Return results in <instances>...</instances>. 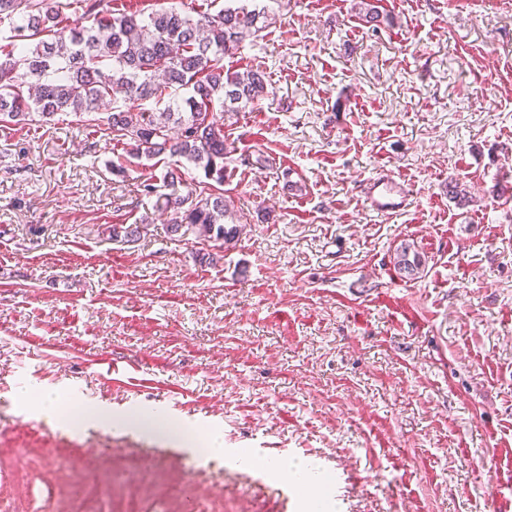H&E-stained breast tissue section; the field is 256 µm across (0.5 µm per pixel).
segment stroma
<instances>
[{"label": "stroma", "mask_w": 512, "mask_h": 512, "mask_svg": "<svg viewBox=\"0 0 512 512\" xmlns=\"http://www.w3.org/2000/svg\"><path fill=\"white\" fill-rule=\"evenodd\" d=\"M356 2L288 0L224 60L267 76L225 123L223 189L248 218L234 249L170 233L141 192L164 162L86 120L0 130V512H70L89 485L94 512L133 487L142 512L512 496V0H395L375 25ZM385 168L412 194L393 217L363 203ZM405 239L414 280L391 263ZM36 394L216 431L224 456L51 425Z\"/></svg>", "instance_id": "1"}]
</instances>
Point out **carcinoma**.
Returning a JSON list of instances; mask_svg holds the SVG:
<instances>
[{
    "mask_svg": "<svg viewBox=\"0 0 512 512\" xmlns=\"http://www.w3.org/2000/svg\"><path fill=\"white\" fill-rule=\"evenodd\" d=\"M252 2L193 16L174 5L116 15L107 0H0V21H10V35L0 36V127L86 114L105 136L130 146L132 157L185 159L204 173L186 194H160L149 181L142 194L157 195L160 208L174 212L171 231L186 224L228 251L245 214L220 192L224 159L234 149L224 120L261 101L267 82L264 70L232 71L224 58L260 37L284 7V0ZM66 12L76 20L64 26ZM180 90L187 97L176 98ZM170 96L173 104L161 111L130 106L99 116L120 97L159 104ZM392 262L409 279L424 265L407 241Z\"/></svg>",
    "mask_w": 512,
    "mask_h": 512,
    "instance_id": "carcinoma-1",
    "label": "carcinoma"
}]
</instances>
